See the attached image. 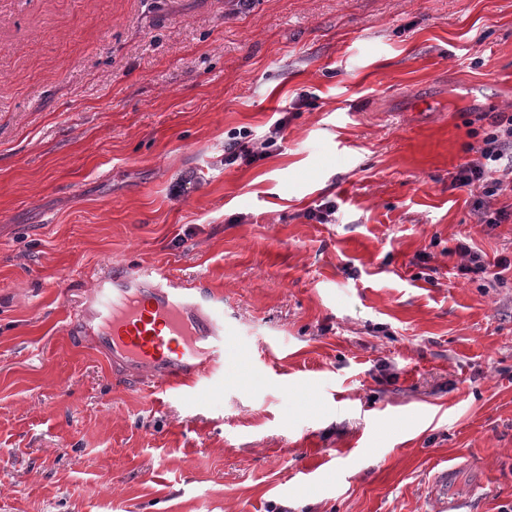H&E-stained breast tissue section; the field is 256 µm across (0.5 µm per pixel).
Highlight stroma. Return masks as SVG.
Returning <instances> with one entry per match:
<instances>
[{
    "instance_id": "1",
    "label": "stroma",
    "mask_w": 512,
    "mask_h": 512,
    "mask_svg": "<svg viewBox=\"0 0 512 512\" xmlns=\"http://www.w3.org/2000/svg\"><path fill=\"white\" fill-rule=\"evenodd\" d=\"M491 112L512 0H0V512H438L451 465L512 507V161L501 224L454 184ZM114 265L223 292L202 392L70 328Z\"/></svg>"
}]
</instances>
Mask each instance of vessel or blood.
I'll list each match as a JSON object with an SVG mask.
<instances>
[{
    "instance_id": "obj_1",
    "label": "vessel or blood",
    "mask_w": 512,
    "mask_h": 512,
    "mask_svg": "<svg viewBox=\"0 0 512 512\" xmlns=\"http://www.w3.org/2000/svg\"><path fill=\"white\" fill-rule=\"evenodd\" d=\"M70 320L139 385L192 391L224 370L223 294L166 270L100 276Z\"/></svg>"
}]
</instances>
